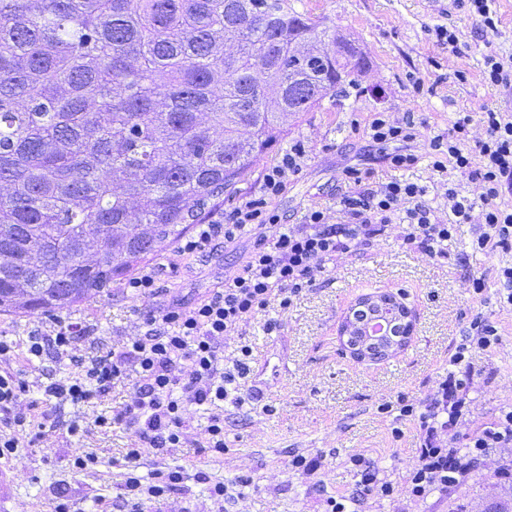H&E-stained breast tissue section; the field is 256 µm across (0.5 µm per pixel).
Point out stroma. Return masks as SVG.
<instances>
[{
	"label": "stroma",
	"instance_id": "35a3bbf8",
	"mask_svg": "<svg viewBox=\"0 0 512 512\" xmlns=\"http://www.w3.org/2000/svg\"><path fill=\"white\" fill-rule=\"evenodd\" d=\"M296 6L320 27L354 41L366 67L347 98L326 97L226 189L212 218H223L242 198L258 194L267 169L298 142L305 146V162L272 203L288 225L303 224L314 208L323 209L329 223L343 222L340 199L352 188L345 178L351 167L360 169L372 186L404 179L424 187L425 200L441 222L448 219V188L479 199L483 189L476 174L485 159L478 144L487 137L486 126L476 119L469 127L463 147L466 171H434L427 147L457 113L477 115L490 108L512 114V88L490 85L482 75L485 54L512 55V0H497L499 24L493 31L479 28L467 0H296ZM439 26L455 29L456 44L438 42ZM417 81L422 84L418 92L413 89ZM380 112L413 119L415 138L400 145L418 158L409 169L390 168L381 147L369 141L366 129ZM484 230L482 211L474 209L469 223L457 225L447 257L433 258L404 247L408 227L390 216L369 244L327 263L290 308L259 313L226 337L225 364L233 363L241 345L253 349L247 398L243 405L224 407L229 449L218 458L205 451L207 413L189 407L184 447L163 457L151 448L140 451L142 472L166 466L183 471L181 483L163 501L147 503V512H217L208 493L217 481L228 490V512H325L332 497L346 499L350 512H497L512 492V478L501 476L512 465V443L486 452L450 490L419 496L411 483L426 436L418 417L431 415L459 344L476 333V320L493 322L499 339L467 353L463 367L470 383L457 393L462 414L453 425L438 429L437 439L462 448L477 430L512 411V305L504 302L498 280L500 269L512 265V252H474L472 242ZM265 235V230H253L235 242L217 243L200 257L181 256L175 244H160L148 261L160 275V293L137 296L118 283L108 297H90L72 315L91 324L95 335L79 340L68 358L51 349L42 360L25 358L29 331L48 328L49 314L0 313V337L16 345L10 366L26 386L19 409L32 419L31 427L17 433V453L0 464L9 476L0 488V512H53L62 496L78 512H120L125 469L118 461L138 438L123 426L99 430L93 421L128 400L135 376L117 381L104 397L78 405L47 398L44 385L65 378L74 368L73 358L94 356L98 346L143 333L150 312L174 300L194 302L221 286ZM476 278L485 283L478 296L472 290ZM400 289L417 315L409 344L383 361L353 360L339 336L345 313L363 294ZM401 398L414 404L417 417L402 416L394 408L380 413L381 403ZM74 420L86 426L83 436L70 435ZM40 423L46 426L41 434L36 431ZM396 427L401 430L397 436L392 433ZM87 454L97 456L98 465L75 472L74 459ZM296 455L313 459L314 469H292L289 461ZM360 460L373 464L380 480L393 485V496L361 493ZM201 472L206 481L198 480ZM245 474L253 476V484L236 485Z\"/></svg>",
	"mask_w": 512,
	"mask_h": 512
}]
</instances>
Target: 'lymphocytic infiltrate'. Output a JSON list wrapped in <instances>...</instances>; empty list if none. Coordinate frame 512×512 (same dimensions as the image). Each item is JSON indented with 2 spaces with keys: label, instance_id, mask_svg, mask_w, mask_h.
Returning <instances> with one entry per match:
<instances>
[{
  "label": "lymphocytic infiltrate",
  "instance_id": "1",
  "mask_svg": "<svg viewBox=\"0 0 512 512\" xmlns=\"http://www.w3.org/2000/svg\"><path fill=\"white\" fill-rule=\"evenodd\" d=\"M482 119L488 138L479 145L487 159L477 174L483 184L481 199L475 202L449 191L448 220L444 223L435 221L431 209L421 203L425 190L418 184L390 181L366 187L360 172L350 169L345 173L346 179L356 184L357 189L340 200L346 216L344 223H328L323 211L313 209L302 228L282 224L271 202L304 162V145L294 144L265 172L260 194L242 200L220 221L196 225L181 240L177 253L197 256L214 241L230 243L252 228L267 225L275 229L271 242L255 248L240 273L224 285L196 302L187 305L173 302L150 314L143 334L113 346L89 362L78 363L72 375L45 385V395L63 403H86L131 371L137 383L130 399L112 415L97 416L95 427L107 430L121 425L134 429L140 446L164 454L183 446L184 414L188 406H208L212 413L206 425L207 449L214 455L223 454L228 447L224 416L216 407L240 392L241 381L250 372L247 362L250 351L245 347L233 366H225V336L269 305L288 309L294 296L309 286L317 273L324 271L328 260L380 234L382 226L377 223V216L403 211V221L410 226L404 244L429 256L443 257L448 253L454 225L468 223L471 211L478 206L483 211L486 230L473 241V249L482 250L492 243L512 250V210L497 203L503 188L512 186V115L489 111ZM472 120L470 114H459L447 136L431 139L429 153L435 171H445V161L449 158L454 159L457 168H466L468 159L460 144ZM84 332L82 323L55 317L51 338H43L36 331L29 334L27 355L32 360L40 358L43 343L48 340L59 356H67L76 337ZM14 355V345L1 338L0 412L5 415L1 420L5 427L0 430V459L4 460L10 459L19 448L14 428L28 424L27 414L17 409L24 386L6 368ZM509 442H512V411L472 437L463 455L440 446L434 436H427L421 450L422 465L413 477L415 493L455 486L486 449ZM138 456V448L128 449L124 456L129 465L123 494L126 512H143L146 503L163 499L182 479V472L177 468L140 475L135 466Z\"/></svg>",
  "mask_w": 512,
  "mask_h": 512
}]
</instances>
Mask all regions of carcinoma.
I'll use <instances>...</instances> for the list:
<instances>
[{
    "instance_id": "carcinoma-1",
    "label": "carcinoma",
    "mask_w": 512,
    "mask_h": 512,
    "mask_svg": "<svg viewBox=\"0 0 512 512\" xmlns=\"http://www.w3.org/2000/svg\"><path fill=\"white\" fill-rule=\"evenodd\" d=\"M364 67L292 0H0V313L111 293Z\"/></svg>"
}]
</instances>
